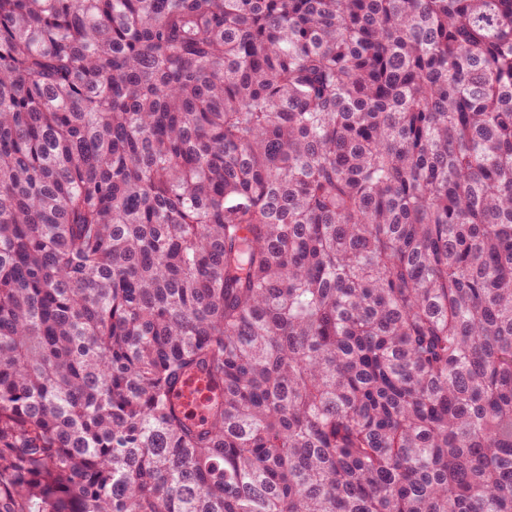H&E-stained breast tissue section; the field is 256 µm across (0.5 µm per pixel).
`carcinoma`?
<instances>
[{"label": "carcinoma", "instance_id": "1", "mask_svg": "<svg viewBox=\"0 0 512 512\" xmlns=\"http://www.w3.org/2000/svg\"><path fill=\"white\" fill-rule=\"evenodd\" d=\"M0 512H512V0H0Z\"/></svg>", "mask_w": 512, "mask_h": 512}]
</instances>
